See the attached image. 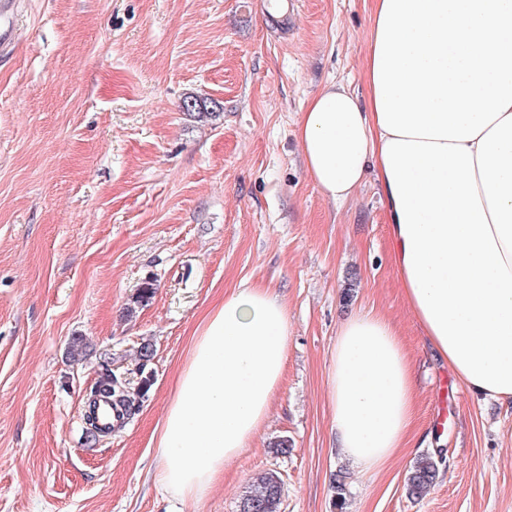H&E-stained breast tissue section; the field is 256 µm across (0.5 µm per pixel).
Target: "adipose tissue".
<instances>
[{"instance_id": "obj_1", "label": "adipose tissue", "mask_w": 512, "mask_h": 512, "mask_svg": "<svg viewBox=\"0 0 512 512\" xmlns=\"http://www.w3.org/2000/svg\"><path fill=\"white\" fill-rule=\"evenodd\" d=\"M367 98L332 83L296 135L322 194L380 188L391 258L431 347L471 392L512 404V0H373ZM288 355V313L241 286L195 334L169 403L157 482L205 496L266 421ZM412 362L374 312L341 323L329 353L334 446L385 466L414 413Z\"/></svg>"}]
</instances>
